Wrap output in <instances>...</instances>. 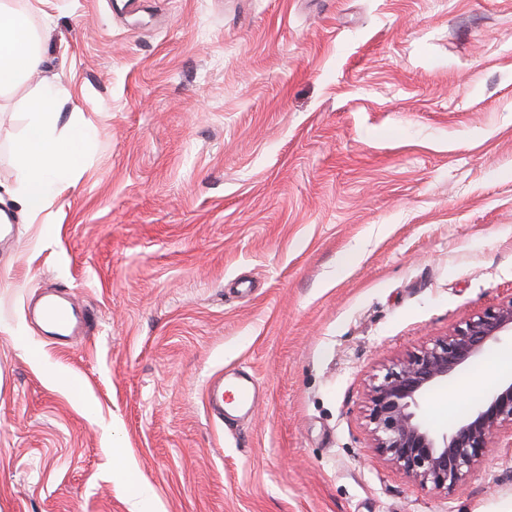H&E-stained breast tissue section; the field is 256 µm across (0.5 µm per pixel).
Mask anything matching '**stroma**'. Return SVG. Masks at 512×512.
Here are the masks:
<instances>
[{
    "mask_svg": "<svg viewBox=\"0 0 512 512\" xmlns=\"http://www.w3.org/2000/svg\"><path fill=\"white\" fill-rule=\"evenodd\" d=\"M58 132L21 215L35 84L0 98V512H512V448L450 493L371 446L374 375L512 299V0H50ZM95 314L60 340L29 313ZM253 374L252 412L204 402ZM432 391L449 427L482 400ZM59 104L56 83H45L36 90L28 102L27 134L16 147L18 193L24 210L32 217L49 207L60 174L80 163L82 147L90 136V130L80 125L66 135L57 133L54 117ZM224 388L234 390L238 395L237 407L251 410L254 394L248 384L224 381V374L214 376L205 389V403L214 419H224Z\"/></svg>",
    "mask_w": 512,
    "mask_h": 512,
    "instance_id": "stroma-1",
    "label": "stroma"
}]
</instances>
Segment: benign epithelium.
<instances>
[{"label":"benign epithelium","mask_w":512,"mask_h":512,"mask_svg":"<svg viewBox=\"0 0 512 512\" xmlns=\"http://www.w3.org/2000/svg\"><path fill=\"white\" fill-rule=\"evenodd\" d=\"M509 334L512 299L476 314L375 376L367 399L376 452L421 487L448 493L474 473L492 445L511 448L512 377L443 431L427 426L421 413L423 398L433 388L458 376Z\"/></svg>","instance_id":"benign-epithelium-1"}]
</instances>
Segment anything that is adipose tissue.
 <instances>
[{"label":"adipose tissue","instance_id":"ef3b65f1","mask_svg":"<svg viewBox=\"0 0 512 512\" xmlns=\"http://www.w3.org/2000/svg\"><path fill=\"white\" fill-rule=\"evenodd\" d=\"M45 2L28 0L27 11L21 12L0 0V96L27 83L40 70L43 57L27 13L40 10ZM59 104L55 83H45L36 90L28 102L27 134L16 148L18 193L24 210L33 217L49 207L60 174L79 164L82 147L90 136L89 129L80 125L67 134L57 133L54 117Z\"/></svg>","mask_w":512,"mask_h":512}]
</instances>
